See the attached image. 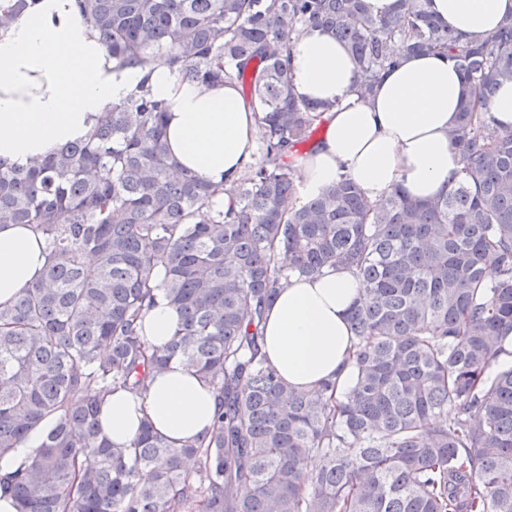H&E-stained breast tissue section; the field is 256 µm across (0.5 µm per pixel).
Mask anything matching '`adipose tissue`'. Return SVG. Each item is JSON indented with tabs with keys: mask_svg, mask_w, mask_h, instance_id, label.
<instances>
[{
	"mask_svg": "<svg viewBox=\"0 0 512 512\" xmlns=\"http://www.w3.org/2000/svg\"><path fill=\"white\" fill-rule=\"evenodd\" d=\"M432 12L457 32L492 34L512 13V0H431ZM296 97L324 105L325 133L301 163L300 199L350 176L365 197L381 203L402 187L418 200L449 192L461 168L450 141L464 91L454 61L440 54L405 57L381 73L368 97L346 47L331 35L305 30L292 37ZM149 78L168 105L166 144L183 171L232 182L254 149L258 114L233 81L215 86L182 81L168 67L144 74L117 67L75 0H40L0 33V157L25 163L85 138L112 104ZM42 234L25 224L0 225V304L39 282L47 263ZM359 294L350 270L292 279L268 307L263 351L285 384L310 392L335 381L353 384L349 312ZM180 323L158 302L143 318L146 345L163 347ZM217 394L199 372L174 361L146 389H116L102 402L99 435L131 448L144 423L173 443L203 437L213 425Z\"/></svg>",
	"mask_w": 512,
	"mask_h": 512,
	"instance_id": "adipose-tissue-1",
	"label": "adipose tissue"
}]
</instances>
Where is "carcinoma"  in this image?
I'll return each instance as SVG.
<instances>
[{
	"mask_svg": "<svg viewBox=\"0 0 512 512\" xmlns=\"http://www.w3.org/2000/svg\"><path fill=\"white\" fill-rule=\"evenodd\" d=\"M35 2L0 0V30ZM76 3L120 68L248 89L260 152L214 209L224 183L173 176L166 103L143 85L84 139L0 158V224L35 225L49 253L42 280L0 306V456L54 419L0 478L19 512H512V368L491 372L512 330V130L488 110L512 81V14L471 41L430 0L379 18L365 0ZM304 29L331 34L371 77L399 50L456 61L462 168L447 194L396 187L375 206L342 175L285 208L324 111L291 92L287 50ZM341 267L360 285L354 384L296 393L262 351L266 310L292 278ZM159 297L182 322L153 348L139 321ZM173 359L218 393L211 430L176 447L147 422L131 455L102 441L101 400L145 389ZM49 427L50 424L45 422L34 428L17 448L0 457V477L16 471L29 462L39 449Z\"/></svg>",
	"mask_w": 512,
	"mask_h": 512,
	"instance_id": "cac0c4a2",
	"label": "carcinoma"
}]
</instances>
